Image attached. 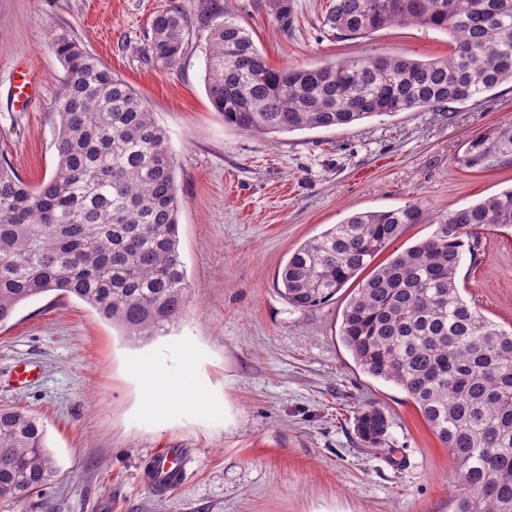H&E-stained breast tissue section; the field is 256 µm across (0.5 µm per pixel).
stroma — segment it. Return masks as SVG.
Returning a JSON list of instances; mask_svg holds the SVG:
<instances>
[{
    "instance_id": "obj_1",
    "label": "stroma",
    "mask_w": 512,
    "mask_h": 512,
    "mask_svg": "<svg viewBox=\"0 0 512 512\" xmlns=\"http://www.w3.org/2000/svg\"><path fill=\"white\" fill-rule=\"evenodd\" d=\"M270 2L0 0V161L32 185L51 175L65 70L48 39L70 30L167 132L190 285L185 315L142 346L83 301L53 292L0 327V406H24L44 422L58 468L45 491L19 506L0 501V512H456L448 449L413 400L365 374L341 340L346 291L298 309L279 294L277 275L297 247L352 214L419 205L422 223L385 249L395 255L448 213L512 187V163L465 162L472 136L512 120V84L479 102L346 127L241 132L225 126L205 91L201 45L213 7L231 8L277 67L449 51L447 34L412 26L337 37L323 22L332 0H294L284 26ZM171 6L188 22V46L166 69L145 48L152 15ZM22 67L40 85L25 110L14 101ZM480 241L459 268L460 293L510 330L512 230L486 227ZM182 336L199 349L192 387L216 411L161 424L137 416L129 363L161 351L168 375L182 378ZM22 361L36 362L41 376L19 390L10 380ZM373 405L390 418L386 451L366 447L355 430L358 411ZM158 448L189 454L185 480L163 497L142 479Z\"/></svg>"
}]
</instances>
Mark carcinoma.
<instances>
[{
	"label": "carcinoma",
	"instance_id": "cac0c4a2",
	"mask_svg": "<svg viewBox=\"0 0 512 512\" xmlns=\"http://www.w3.org/2000/svg\"><path fill=\"white\" fill-rule=\"evenodd\" d=\"M392 24L444 32L453 51L275 68L234 12L215 10L205 37L211 105L224 124L266 135L478 102L512 83V0H332L325 17L341 37ZM150 32V59L175 67L187 45L182 11L158 12ZM50 46L65 70L55 170L30 185L0 164V325L56 291L128 338L150 339L183 316L190 290L166 131L135 88L68 30ZM467 153L470 166L511 162L512 122L471 138ZM421 219L416 204L347 217L291 254L279 291L307 309L358 282L341 324L356 363L406 392L448 448L458 512H512V332L466 302L457 283L464 254L479 251L480 229H512V189L448 213L432 235L373 266ZM389 427L375 406L356 417L374 448L388 447ZM55 473L43 423L23 406H1L0 500L20 504Z\"/></svg>",
	"mask_w": 512,
	"mask_h": 512
}]
</instances>
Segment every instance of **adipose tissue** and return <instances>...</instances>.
Here are the masks:
<instances>
[{
	"label": "adipose tissue",
	"instance_id": "obj_1",
	"mask_svg": "<svg viewBox=\"0 0 512 512\" xmlns=\"http://www.w3.org/2000/svg\"><path fill=\"white\" fill-rule=\"evenodd\" d=\"M180 350L183 359L184 376L174 381L164 374V362L155 356L148 360H137L131 363L130 373L139 379L143 393L141 413L156 421H164L174 406L194 410L202 405L203 399L190 389V378L194 373L197 350L193 337L184 336L180 339Z\"/></svg>",
	"mask_w": 512,
	"mask_h": 512
}]
</instances>
